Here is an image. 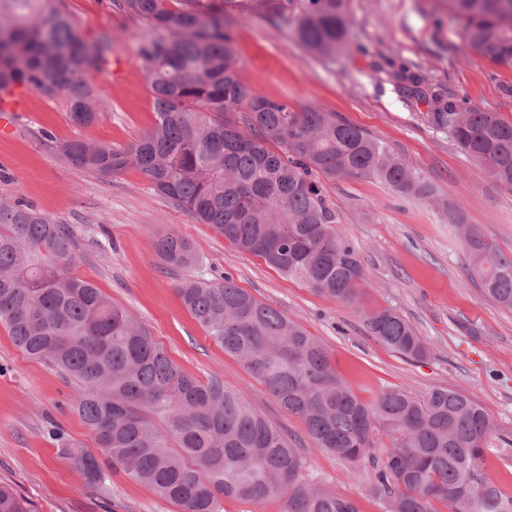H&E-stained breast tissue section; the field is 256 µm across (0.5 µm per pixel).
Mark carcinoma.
I'll use <instances>...</instances> for the list:
<instances>
[{
	"mask_svg": "<svg viewBox=\"0 0 512 512\" xmlns=\"http://www.w3.org/2000/svg\"><path fill=\"white\" fill-rule=\"evenodd\" d=\"M119 0L148 27L140 57L155 121L127 147L73 139L56 149L72 166L109 177L138 169L155 193L210 226L240 251L330 300L353 303L367 273L357 249L335 227L327 181L378 179L425 199L431 188L406 158L365 129L320 107H296L249 89L228 27L238 13L293 25L297 43L333 57L345 44V0ZM474 54L512 66V0H448ZM112 35L80 33L59 0H0V87L26 85L61 97L69 121L91 125L104 104L87 81L101 71ZM430 122L486 174L512 189V121L475 106L433 99ZM467 271L485 298L512 310V254L456 218ZM168 268L201 257L187 239L154 235ZM75 240L65 224L0 197V324L28 357L70 384L71 409L93 433L106 462L63 446L86 483L106 488L105 463L154 489L180 512H224V501L281 496L284 512H359L349 497L303 477L295 440L251 408L242 394L183 371L149 329L74 273ZM177 293L198 324L288 414L315 447L352 466L382 464L370 485L385 512H512L485 467L494 424L471 395L435 388L421 398L387 388L362 402L337 373L320 340L229 278L215 285L185 278ZM367 331L399 355L430 348L390 307L364 314ZM0 512H29L0 486Z\"/></svg>",
	"mask_w": 512,
	"mask_h": 512,
	"instance_id": "obj_1",
	"label": "carcinoma"
}]
</instances>
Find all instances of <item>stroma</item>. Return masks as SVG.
Instances as JSON below:
<instances>
[{"label":"stroma","instance_id":"35a3bbf8","mask_svg":"<svg viewBox=\"0 0 512 512\" xmlns=\"http://www.w3.org/2000/svg\"><path fill=\"white\" fill-rule=\"evenodd\" d=\"M88 38L108 31L120 78L93 72L90 84L107 107L87 127L72 125L63 100L33 94L30 109L0 136V195L35 206L68 225L77 241L75 273L91 281L151 331L184 371L220 378L281 430L299 435L264 385L207 336L176 292L185 276L215 284L231 279L318 337L338 374L355 394L372 402L387 387L421 397L436 387L474 396L490 414L494 436L486 466L512 496V311L483 298L465 270L461 238L450 216L478 227L512 253V190L495 182L462 153L427 114L434 93L512 120V68L472 55L448 0H347L349 34L335 58L303 49L292 26L230 18L245 85L272 100L314 105L366 129L412 161L433 188L424 200L393 193L376 179H339L327 185L338 229L359 251L368 282L357 303L326 299L242 253L156 194L130 168L102 179L59 158L54 142L82 138L125 147L155 119L139 49L141 20L114 0H61ZM404 71L418 86L394 79ZM173 232L202 257L189 271L169 270L152 239ZM390 307L410 321L430 355L410 361L372 337L363 311ZM72 385L45 362L29 358L0 326V485L13 489L30 512H178L150 487L110 473L109 493L89 488L62 445L95 449L90 430L70 408ZM63 430L54 437L50 423ZM306 478L324 490L350 496L360 512H384L372 498L373 468L351 471L335 455L311 447Z\"/></svg>","mask_w":512,"mask_h":512}]
</instances>
